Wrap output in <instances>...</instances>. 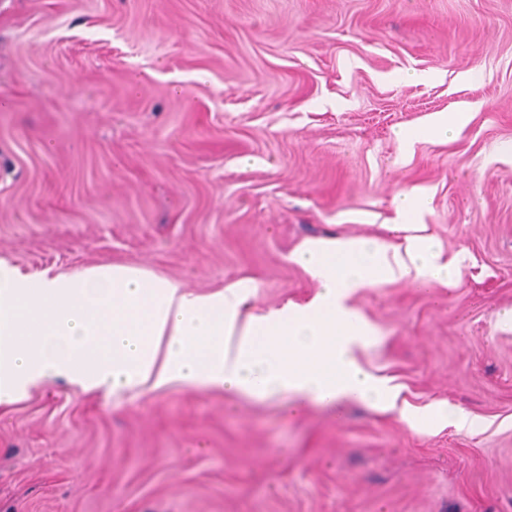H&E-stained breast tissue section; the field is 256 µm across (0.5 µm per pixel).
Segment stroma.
I'll use <instances>...</instances> for the list:
<instances>
[{
  "label": "stroma",
  "mask_w": 512,
  "mask_h": 512,
  "mask_svg": "<svg viewBox=\"0 0 512 512\" xmlns=\"http://www.w3.org/2000/svg\"><path fill=\"white\" fill-rule=\"evenodd\" d=\"M411 192L460 276L355 294L360 360L478 430L56 378L0 404V512H512V0H0V261L24 274L248 276L262 314L316 292L304 239L396 241Z\"/></svg>",
  "instance_id": "35a3bbf8"
}]
</instances>
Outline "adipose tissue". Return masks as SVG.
<instances>
[{"label": "adipose tissue", "mask_w": 512, "mask_h": 512, "mask_svg": "<svg viewBox=\"0 0 512 512\" xmlns=\"http://www.w3.org/2000/svg\"><path fill=\"white\" fill-rule=\"evenodd\" d=\"M419 213L415 197L399 199L395 221L406 236L395 247L305 240L289 259L318 291L262 315L241 313L256 288L250 279L195 295L124 264L33 278L0 263V404L31 382L69 377L104 390L178 381L248 397L395 408L396 389L359 362L374 331L350 300L385 283H454L457 257L410 233Z\"/></svg>", "instance_id": "1"}]
</instances>
